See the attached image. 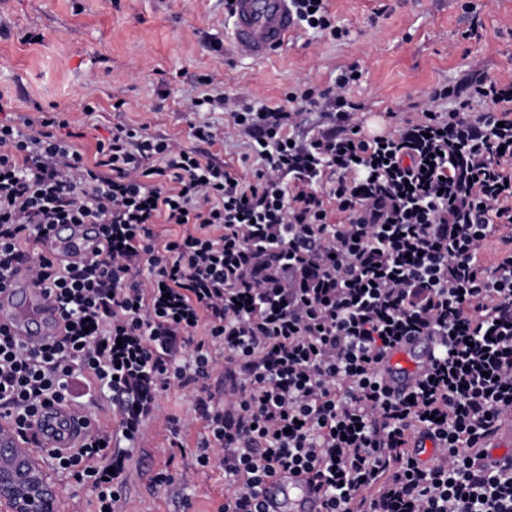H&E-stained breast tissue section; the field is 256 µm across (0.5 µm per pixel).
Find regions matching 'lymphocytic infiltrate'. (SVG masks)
<instances>
[{
    "instance_id": "f902f5d3",
    "label": "lymphocytic infiltrate",
    "mask_w": 512,
    "mask_h": 512,
    "mask_svg": "<svg viewBox=\"0 0 512 512\" xmlns=\"http://www.w3.org/2000/svg\"><path fill=\"white\" fill-rule=\"evenodd\" d=\"M291 8L348 35L325 0ZM356 72L274 108L191 98L251 138L247 178L125 124L85 157L55 107L0 123V288L26 265L62 320L38 348L0 329V419L26 439L52 405L82 414L108 393L117 425L87 421L77 447L44 454L95 489L94 512H114L127 485L114 438L137 442L173 386L205 423L196 468L222 467L232 486L219 512H264L281 470L306 476L324 512H512V466L478 463L512 419V82L464 99L437 86L417 119L375 133L348 96ZM59 224L96 225L97 248L56 259ZM418 335L439 351L392 394L378 365ZM417 435L434 464L412 456Z\"/></svg>"
}]
</instances>
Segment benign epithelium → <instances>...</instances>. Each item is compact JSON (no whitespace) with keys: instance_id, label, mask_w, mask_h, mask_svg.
<instances>
[{"instance_id":"1","label":"benign epithelium","mask_w":512,"mask_h":512,"mask_svg":"<svg viewBox=\"0 0 512 512\" xmlns=\"http://www.w3.org/2000/svg\"><path fill=\"white\" fill-rule=\"evenodd\" d=\"M57 492L36 458L0 444V512H56Z\"/></svg>"}]
</instances>
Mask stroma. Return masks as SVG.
<instances>
[{
    "mask_svg": "<svg viewBox=\"0 0 512 512\" xmlns=\"http://www.w3.org/2000/svg\"><path fill=\"white\" fill-rule=\"evenodd\" d=\"M328 7L347 38L298 28L287 48L256 63L226 46L224 0H0V122L53 104L69 112L81 133L73 144L85 156L124 123L201 148L247 176L258 165L247 137L227 112L189 111L190 98L224 94L274 107L289 89L327 86L355 64L362 78L350 96L370 129L387 112L426 108L436 85L512 78V0H328ZM31 32L41 41H27ZM86 103L93 113L83 112ZM198 122L215 128V143L196 144L190 126ZM159 406L160 419L139 443H115L130 456L118 512H218L230 486L220 467L192 468L205 429L189 391L170 388ZM166 415L190 425L172 435L161 423ZM162 470L188 480L154 489L150 480Z\"/></svg>",
    "mask_w": 512,
    "mask_h": 512,
    "instance_id": "35a3bbf8",
    "label": "stroma"
}]
</instances>
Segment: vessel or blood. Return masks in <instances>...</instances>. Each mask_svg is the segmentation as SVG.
<instances>
[{"instance_id": "vessel-or-blood-1", "label": "vessel or blood", "mask_w": 512, "mask_h": 512, "mask_svg": "<svg viewBox=\"0 0 512 512\" xmlns=\"http://www.w3.org/2000/svg\"><path fill=\"white\" fill-rule=\"evenodd\" d=\"M295 19L289 0H235L229 33L233 54L261 62L284 48L294 29ZM91 237L64 228L50 244L57 256L82 254L93 245ZM56 314L44 297L42 286L26 271H19L8 290L0 294V325L10 329L28 345L38 347L54 337ZM433 340L428 336L405 339L391 350L379 365L387 388L395 394L410 387L429 363ZM34 432L41 447L71 448L81 441L84 422L65 405H56L40 414ZM490 459L500 460L512 446V420L501 424L489 443ZM265 512H322V499L304 476L280 472L262 488Z\"/></svg>"}]
</instances>
